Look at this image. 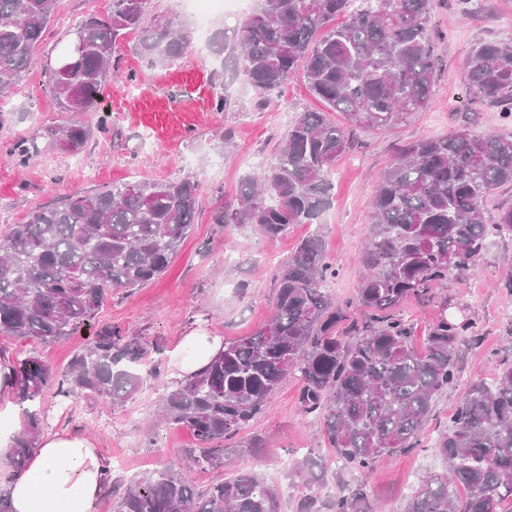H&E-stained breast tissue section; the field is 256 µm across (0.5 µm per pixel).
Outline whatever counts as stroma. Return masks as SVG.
Listing matches in <instances>:
<instances>
[{
  "label": "stroma",
  "instance_id": "obj_1",
  "mask_svg": "<svg viewBox=\"0 0 512 512\" xmlns=\"http://www.w3.org/2000/svg\"><path fill=\"white\" fill-rule=\"evenodd\" d=\"M153 5L155 14L188 24L191 49L175 64L151 66L134 51L136 35L128 34L102 84L96 110L74 117L61 111L57 100L46 92L44 65L62 47L66 31L88 15H109L112 0H59L34 66L16 84L8 103H0V147L73 118L92 127L93 134L77 167L71 164V153L59 149L43 151L24 165L0 154V212L8 216L7 222H0V234L7 224L25 223L33 211L56 204L66 194L123 183L132 174L147 182L197 181L198 220L170 269L145 287L113 292L100 314L101 321L121 325L147 346H159L164 356H171L197 320L227 340L253 334L269 317L279 265L300 239L316 230L323 234L337 270L325 285L327 292L336 302L355 303L377 176L392 162L396 143L453 134L469 112L479 115L476 133L503 130L496 113L467 98L464 62L478 43H512V0H482L480 10L467 12L458 8L456 0H443L432 15L439 66L430 107L390 133L361 134L358 147L336 163L331 203L317 225L296 224L286 235L271 239L249 227L218 224L217 212L234 202L243 180L259 176L271 162L274 146L294 116L324 110L325 105L299 77L280 89L277 103L262 109L245 77L217 85L222 59L212 51V38L232 32L255 9L257 0L213 16L204 28L199 27L190 0H153ZM219 93L227 97L228 105L216 112L212 101ZM104 114L111 127L108 134L100 135L95 127ZM509 277L512 240L494 237L473 270L449 274L433 297L404 302L401 312L414 326L415 347H423L442 311L471 319L480 343L464 348L458 383L438 399L417 448L386 459L366 477L350 471L340 477L327 471L325 496L343 494L349 485L362 481L369 492L371 512H401L418 476L440 467L434 443L447 429L469 384L491 379L496 367L512 364V320L500 315L501 310L512 309V294L499 286ZM90 336V331L84 330L47 346L0 336V357L33 353L61 369ZM176 377L173 364H166L160 378H146L141 391L114 406L82 398L64 401L48 392L46 429L85 434L103 458H123L124 468L112 471L113 477L122 481L164 469L194 445L189 431L155 418L164 382ZM300 387L298 380L288 378L271 395L266 412L245 429L249 435L268 436L272 448L230 457L224 470L229 474L251 470L277 485L282 512H295L305 491L302 479L288 476L293 465L329 454L322 421L300 407ZM221 473L193 470L185 477L202 490Z\"/></svg>",
  "mask_w": 512,
  "mask_h": 512
}]
</instances>
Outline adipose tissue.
Wrapping results in <instances>:
<instances>
[{
  "instance_id": "obj_1",
  "label": "adipose tissue",
  "mask_w": 512,
  "mask_h": 512,
  "mask_svg": "<svg viewBox=\"0 0 512 512\" xmlns=\"http://www.w3.org/2000/svg\"><path fill=\"white\" fill-rule=\"evenodd\" d=\"M223 349V337L198 325L185 335L173 362L186 380ZM13 381L11 361L0 360V456L7 454L18 423L11 399ZM103 464L94 442L85 435L63 431L43 436L26 472L8 486L12 512H94Z\"/></svg>"
}]
</instances>
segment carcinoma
<instances>
[{
  "label": "carcinoma",
  "instance_id": "carcinoma-1",
  "mask_svg": "<svg viewBox=\"0 0 512 512\" xmlns=\"http://www.w3.org/2000/svg\"><path fill=\"white\" fill-rule=\"evenodd\" d=\"M152 0H112L107 18L79 24L87 48L69 70L45 71L61 111L95 108L102 81L126 34L140 33L135 51L167 64L192 46L190 29L151 14ZM439 0H260L232 34L213 41L224 77L244 75L261 108L300 74L312 92L343 115L301 112L275 147L273 162L245 181L218 224L250 225L276 238L292 224H315L330 203V174L358 131L385 133L426 110L438 60L431 14ZM56 0H0V101L34 63L55 14ZM346 22L331 25L336 16ZM467 95L512 124V46L479 43L465 60ZM91 131L78 121L45 130L47 144L80 151ZM37 138L6 147L22 163L39 154ZM512 187V133H474L464 125L448 137L399 147L378 177L372 223L360 256L365 274L356 307L364 323L344 335L351 305L325 284L336 277L323 237L302 239L277 275L269 321L250 336L224 342L202 372L164 385L163 422L189 430L196 446L184 453L192 469L220 471L233 455L269 445L262 434L238 438L290 376L302 380V410L323 419L332 450L310 457L295 475L306 478L296 512H367L366 486L325 501L320 474L331 460L367 474L386 457L419 445L436 400L458 381V350L473 323L445 313L432 325L426 351L410 343L411 325L398 314L410 297H431L448 273L471 270L483 258L489 231L512 239V205L486 214L485 203ZM198 210L190 180L129 181L98 192H75L34 211L0 236V335L40 344L94 328L67 368L35 354L13 361L14 395L25 417L13 438V472L0 477V512H10L7 485L26 469L46 424L43 395L85 397L109 405L143 383L139 337L97 323L107 297L162 277L189 236ZM443 461L422 473L403 512H512V366L477 380L435 441ZM102 495L112 512H281L280 493L241 470L196 490L172 464L118 491L107 466Z\"/></svg>",
  "mask_w": 512,
  "mask_h": 512
}]
</instances>
